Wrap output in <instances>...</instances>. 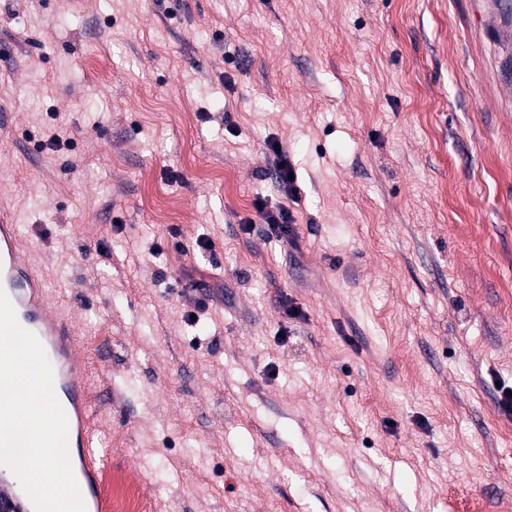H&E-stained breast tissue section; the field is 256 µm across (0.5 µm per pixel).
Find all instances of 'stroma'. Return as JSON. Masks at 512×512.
I'll return each instance as SVG.
<instances>
[{"label": "stroma", "instance_id": "1", "mask_svg": "<svg viewBox=\"0 0 512 512\" xmlns=\"http://www.w3.org/2000/svg\"><path fill=\"white\" fill-rule=\"evenodd\" d=\"M508 53L482 0H0V212L147 512L512 504ZM275 145H278V148H275ZM267 150L273 157L275 182L277 183L278 190L283 196L295 203L299 198L300 187L297 184V174L294 167L288 161L287 156L277 141H270ZM289 174L294 175L293 180L289 179ZM255 209L262 223L268 226V235L278 241H293L295 217L287 205L279 204L269 207L262 198L255 201Z\"/></svg>", "mask_w": 512, "mask_h": 512}]
</instances>
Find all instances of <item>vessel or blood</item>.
Wrapping results in <instances>:
<instances>
[{"label": "vessel or blood", "mask_w": 512, "mask_h": 512, "mask_svg": "<svg viewBox=\"0 0 512 512\" xmlns=\"http://www.w3.org/2000/svg\"><path fill=\"white\" fill-rule=\"evenodd\" d=\"M0 291L10 299L20 326L38 338L54 374V391L67 417V446L85 512H105L98 475L110 463L98 431L92 382L86 373L72 316L53 308L46 281L21 240L17 225L0 216ZM0 512H36L28 495L16 491L9 468L0 467Z\"/></svg>", "instance_id": "b4317fda"}]
</instances>
